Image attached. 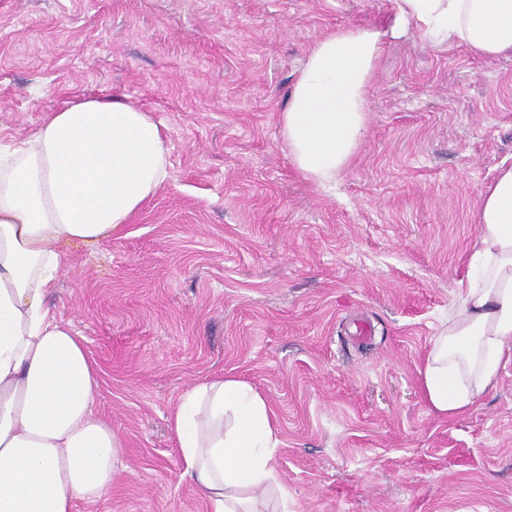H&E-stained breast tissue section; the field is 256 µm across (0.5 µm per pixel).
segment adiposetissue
<instances>
[{
  "instance_id": "ef3b65f1",
  "label": "adipose tissue",
  "mask_w": 512,
  "mask_h": 512,
  "mask_svg": "<svg viewBox=\"0 0 512 512\" xmlns=\"http://www.w3.org/2000/svg\"><path fill=\"white\" fill-rule=\"evenodd\" d=\"M391 28L315 39L279 115L292 165L325 189L357 152L383 43L413 29L477 56L512 55V0H395ZM169 175L164 132L124 96L68 103L33 138L0 150V512H76L112 489L119 441L95 413L91 355L47 295L63 244L120 233ZM471 269L441 321L423 377L445 416L492 388L512 349V166L479 194ZM183 473L211 512H252L267 490L288 495L275 467L266 399L228 376L188 392L170 418Z\"/></svg>"
}]
</instances>
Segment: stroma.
Instances as JSON below:
<instances>
[{
	"instance_id": "35a3bbf8",
	"label": "stroma",
	"mask_w": 512,
	"mask_h": 512,
	"mask_svg": "<svg viewBox=\"0 0 512 512\" xmlns=\"http://www.w3.org/2000/svg\"><path fill=\"white\" fill-rule=\"evenodd\" d=\"M394 0H0V144L119 93L161 124L169 178L120 237L64 247L48 298L85 340L121 443L77 512H209L169 423L233 375L270 403L290 512H512V360L465 413L420 372L470 270L478 192L512 165V57L386 43L364 138L330 188L279 114L314 39Z\"/></svg>"
}]
</instances>
